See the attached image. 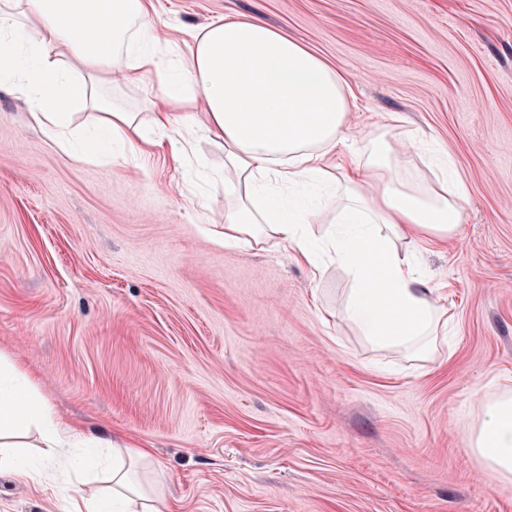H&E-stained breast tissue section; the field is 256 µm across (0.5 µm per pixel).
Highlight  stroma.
<instances>
[{
	"label": "stroma",
	"instance_id": "35a3bbf8",
	"mask_svg": "<svg viewBox=\"0 0 512 512\" xmlns=\"http://www.w3.org/2000/svg\"><path fill=\"white\" fill-rule=\"evenodd\" d=\"M178 51L260 17L353 86V135L402 114L469 188L422 249L453 315L429 363L345 321L350 283L291 248L228 245L224 189L170 146L79 162L0 90V359L65 427L146 448L169 512H512L468 445L512 392V0H153ZM207 195L205 212L196 202ZM0 471V512H65Z\"/></svg>",
	"mask_w": 512,
	"mask_h": 512
}]
</instances>
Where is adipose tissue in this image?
Returning a JSON list of instances; mask_svg holds the SVG:
<instances>
[{"label":"adipose tissue","instance_id":"obj_1","mask_svg":"<svg viewBox=\"0 0 512 512\" xmlns=\"http://www.w3.org/2000/svg\"><path fill=\"white\" fill-rule=\"evenodd\" d=\"M139 73L153 75L147 97L161 101L147 118L112 96ZM0 88L28 102L46 138L79 161H136L166 142L182 156L204 131L223 144L235 175L224 185L234 200L225 240L295 245L311 267L338 265L351 284L342 316L368 343L422 360L436 348L449 318L424 287L415 250L456 237L466 186L444 156L429 160L432 181L402 171L394 130L408 150L423 152L425 141L398 113L363 148L346 150L355 94L304 44L240 16L205 25L176 57L160 45L151 0H0ZM78 106L95 114L79 138ZM329 211L333 223L314 244L307 229ZM34 433L56 497L71 500L75 464L52 410L13 364L0 363V469L28 470ZM469 446L486 472L512 477L511 392L487 400ZM148 458L124 448L108 461L85 456L84 469L109 466L108 487L74 512H166L162 481L131 475L130 464Z\"/></svg>","mask_w":512,"mask_h":512}]
</instances>
